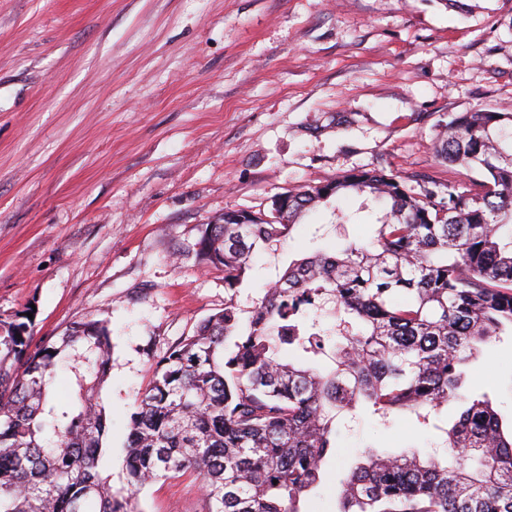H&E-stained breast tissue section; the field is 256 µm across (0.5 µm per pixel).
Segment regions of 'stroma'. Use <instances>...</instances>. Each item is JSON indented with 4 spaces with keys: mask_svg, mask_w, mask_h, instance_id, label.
Returning <instances> with one entry per match:
<instances>
[{
    "mask_svg": "<svg viewBox=\"0 0 512 512\" xmlns=\"http://www.w3.org/2000/svg\"><path fill=\"white\" fill-rule=\"evenodd\" d=\"M512 112V0H0V318L35 307V341L88 319L112 333L102 396L108 467L124 484L127 423L159 361L224 308V271L196 256L203 225L274 196L380 167L413 191L470 188L440 160L456 114ZM320 205L259 254L250 311L288 264L331 248ZM470 388L512 419V338L482 346ZM438 431L360 411L336 432L304 512H332L366 452L432 453ZM143 512H205L199 480H161Z\"/></svg>",
    "mask_w": 512,
    "mask_h": 512,
    "instance_id": "35a3bbf8",
    "label": "stroma"
}]
</instances>
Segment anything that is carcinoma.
<instances>
[{"instance_id": "carcinoma-1", "label": "carcinoma", "mask_w": 512, "mask_h": 512, "mask_svg": "<svg viewBox=\"0 0 512 512\" xmlns=\"http://www.w3.org/2000/svg\"><path fill=\"white\" fill-rule=\"evenodd\" d=\"M437 154L484 179L414 193L383 169H354L286 193L278 217L241 210V224L205 225L197 255L224 268V309L172 347L138 394L124 493L102 473L108 326L87 320L34 345L32 308L0 319V512H140L146 486L185 474L202 482L207 512H303L341 415L361 404L426 424L450 403L446 461L369 454L341 479L336 512H512V433L489 394L466 388L480 346L512 336V112L454 117ZM352 194L383 205L370 242L337 233L339 251L289 264L242 316L238 287L255 252ZM311 310L334 319L337 341L308 322ZM289 350L302 362L285 360ZM323 356L335 364L327 374L315 367Z\"/></svg>"}]
</instances>
